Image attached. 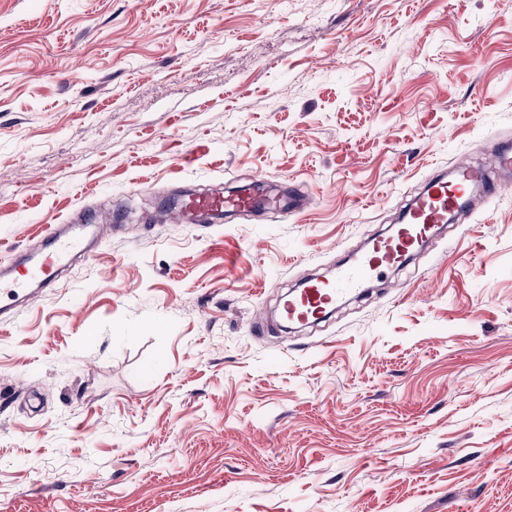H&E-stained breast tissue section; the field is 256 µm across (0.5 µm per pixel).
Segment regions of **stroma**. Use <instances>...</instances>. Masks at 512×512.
Masks as SVG:
<instances>
[{
	"label": "stroma",
	"instance_id": "35a3bbf8",
	"mask_svg": "<svg viewBox=\"0 0 512 512\" xmlns=\"http://www.w3.org/2000/svg\"><path fill=\"white\" fill-rule=\"evenodd\" d=\"M509 135L512 0H0V262L128 202L0 322V512H512V183L275 323ZM217 180L307 207L156 220Z\"/></svg>",
	"mask_w": 512,
	"mask_h": 512
}]
</instances>
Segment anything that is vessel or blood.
<instances>
[{"label": "vessel or blood", "instance_id": "obj_1", "mask_svg": "<svg viewBox=\"0 0 512 512\" xmlns=\"http://www.w3.org/2000/svg\"><path fill=\"white\" fill-rule=\"evenodd\" d=\"M511 176L512 145L506 143L485 166L460 162L449 173L430 177L389 235L373 238L351 261L338 265L331 277L308 280L300 289L283 296L281 319L301 325L323 319L337 303L363 288L367 281L405 264L437 227L447 223L449 213L469 200L473 188H480L484 196L492 197L500 192L504 179ZM304 208L303 198L293 191L285 197L259 189L228 193L218 185L180 200L168 221L198 224L203 218H220L227 213L249 215L278 209L296 213ZM107 228V223L89 217L77 224L44 225L42 247L36 255L0 266V301L8 299L19 304L29 296L33 286L54 287L74 256L95 259L94 243Z\"/></svg>", "mask_w": 512, "mask_h": 512}]
</instances>
